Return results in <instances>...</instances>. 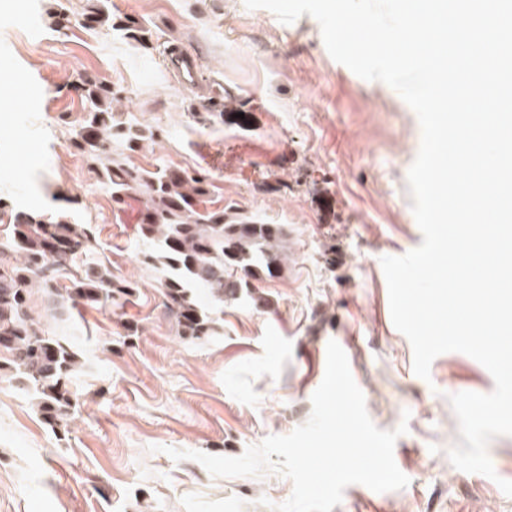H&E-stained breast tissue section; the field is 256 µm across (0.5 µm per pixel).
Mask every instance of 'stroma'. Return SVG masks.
Segmentation results:
<instances>
[{"instance_id": "1", "label": "stroma", "mask_w": 512, "mask_h": 512, "mask_svg": "<svg viewBox=\"0 0 512 512\" xmlns=\"http://www.w3.org/2000/svg\"><path fill=\"white\" fill-rule=\"evenodd\" d=\"M55 6L0 0V198L45 212L77 199L73 215L99 243L90 261L139 288L112 307L56 310L31 295L46 331L80 356L77 405L55 431L0 381V512H272L292 494L288 478H216L167 450L237 457L291 433L311 415L332 340L374 424L407 423L394 458L410 479L387 493L348 486L332 512H512L496 483L512 480V436L488 446L493 480L447 456L460 440L449 395L492 392L491 374L449 352L419 378L391 319L381 259L423 240L407 186L421 128L400 95L333 60L308 15L285 25L244 0H112L113 21L145 31L135 45L124 31L83 26L92 0H70L63 32ZM171 45L197 56L230 100L217 107L181 86L164 62ZM79 73L121 89V120L157 131L132 165L204 175L207 207L285 227L280 275L222 303L197 291L217 334L179 336L145 261L155 246L139 231L143 196L114 203L71 149L87 107Z\"/></svg>"}]
</instances>
